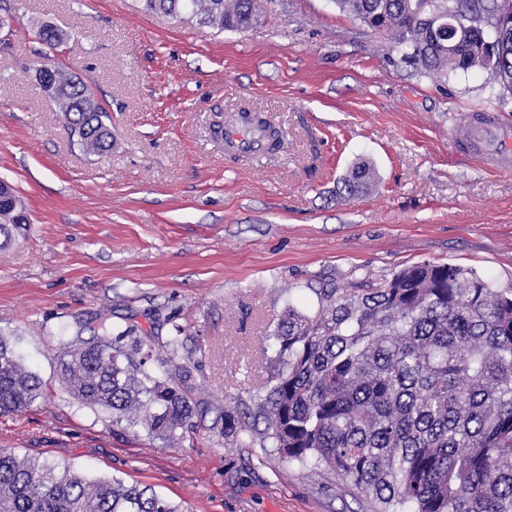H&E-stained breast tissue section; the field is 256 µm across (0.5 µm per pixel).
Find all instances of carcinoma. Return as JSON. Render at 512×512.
<instances>
[{
    "label": "carcinoma",
    "instance_id": "obj_1",
    "mask_svg": "<svg viewBox=\"0 0 512 512\" xmlns=\"http://www.w3.org/2000/svg\"><path fill=\"white\" fill-rule=\"evenodd\" d=\"M145 9L184 14L203 24L245 32L259 21L258 0H143ZM371 30L388 32L392 47L428 72L480 69L512 92V39L484 60V27L512 30V0H431L452 10L461 26L421 42L417 0H336ZM48 46L65 40L50 24ZM86 154L112 150L110 115L66 67L38 79ZM376 180L361 162L338 193L356 195ZM27 224L16 194L0 201V237L11 242ZM309 314L288 307L274 336L265 394L253 421L212 402L231 448L268 446L284 460L336 475L372 512H512V292L470 269L416 263L376 284L321 288ZM182 327L154 357L134 324L65 344L63 383L84 405L107 408L117 420L165 441L192 428L193 366L176 364ZM165 364L166 376L154 363ZM45 383L0 338V412L33 403ZM265 427L258 428V421ZM0 512H183L152 487L112 477L88 479L20 459L0 448Z\"/></svg>",
    "mask_w": 512,
    "mask_h": 512
}]
</instances>
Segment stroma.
Wrapping results in <instances>:
<instances>
[{
	"mask_svg": "<svg viewBox=\"0 0 512 512\" xmlns=\"http://www.w3.org/2000/svg\"><path fill=\"white\" fill-rule=\"evenodd\" d=\"M258 24L218 30L146 11L143 0H0V181L29 224L0 245V337L46 382L0 413V448L90 477L153 487L188 512H369L335 476L229 447L213 402L253 407L264 349L288 307L316 289L390 278L415 263L476 271L512 290V93L472 70L433 74L334 0H259ZM112 116V150L74 144L36 70L41 25ZM284 146L234 159L215 130L240 108ZM492 112L491 170L462 148L463 117ZM377 173L351 198V167ZM197 365L204 406L174 443L89 408L59 382L75 336L127 325ZM375 180L376 172L373 166L366 162L358 163L337 183L338 193L339 195L343 193L349 196L356 195L371 188Z\"/></svg>",
	"mask_w": 512,
	"mask_h": 512,
	"instance_id": "1",
	"label": "stroma"
}]
</instances>
